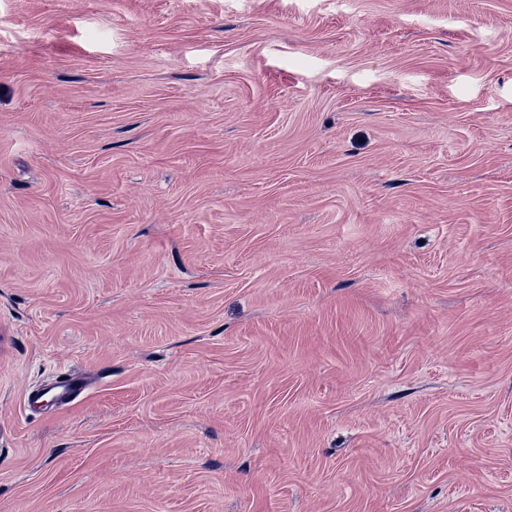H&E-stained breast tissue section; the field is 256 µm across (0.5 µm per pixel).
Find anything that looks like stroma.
<instances>
[{
    "instance_id": "35a3bbf8",
    "label": "stroma",
    "mask_w": 512,
    "mask_h": 512,
    "mask_svg": "<svg viewBox=\"0 0 512 512\" xmlns=\"http://www.w3.org/2000/svg\"><path fill=\"white\" fill-rule=\"evenodd\" d=\"M0 512H512V0H0ZM87 387V380L83 375L71 373L31 390L27 395V403L31 408L67 404L84 397ZM47 395H51L49 400L45 399Z\"/></svg>"
}]
</instances>
